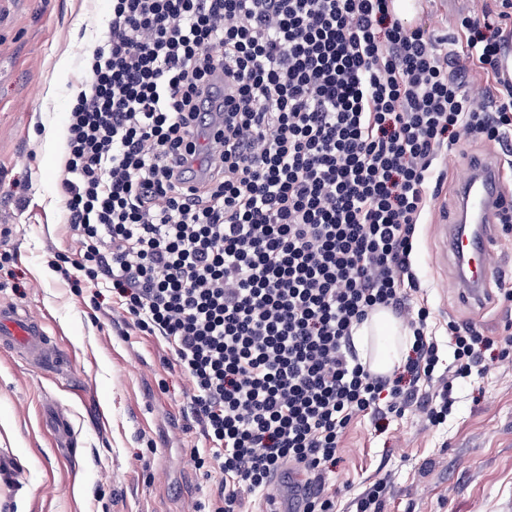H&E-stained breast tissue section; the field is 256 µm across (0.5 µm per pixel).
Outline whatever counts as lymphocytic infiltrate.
<instances>
[{"mask_svg": "<svg viewBox=\"0 0 512 512\" xmlns=\"http://www.w3.org/2000/svg\"><path fill=\"white\" fill-rule=\"evenodd\" d=\"M111 2L68 115L71 266L111 282L189 378L207 442L192 457L222 482L198 512H245L288 468L302 512H336L326 475L352 420L380 404L403 414L425 380L441 422L491 343L449 321L455 364L436 373L422 306L401 374H371L347 353L353 327L401 311L419 286L411 255L447 177L440 158L512 134V77L497 67L512 0L460 11L444 34L404 24L390 0ZM217 69L229 83L223 163L189 187ZM474 74L490 107L466 93Z\"/></svg>", "mask_w": 512, "mask_h": 512, "instance_id": "f902f5d3", "label": "lymphocytic infiltrate"}]
</instances>
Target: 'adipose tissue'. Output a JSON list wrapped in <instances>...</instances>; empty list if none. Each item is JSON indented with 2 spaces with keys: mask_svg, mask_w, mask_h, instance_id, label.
<instances>
[{
  "mask_svg": "<svg viewBox=\"0 0 512 512\" xmlns=\"http://www.w3.org/2000/svg\"><path fill=\"white\" fill-rule=\"evenodd\" d=\"M351 342L358 354H366L369 346H376L377 355L371 369L386 374L401 364L411 345L409 332L389 310L380 309L352 331Z\"/></svg>",
  "mask_w": 512,
  "mask_h": 512,
  "instance_id": "1",
  "label": "adipose tissue"
}]
</instances>
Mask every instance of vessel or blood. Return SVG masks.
Segmentation results:
<instances>
[{
    "mask_svg": "<svg viewBox=\"0 0 512 512\" xmlns=\"http://www.w3.org/2000/svg\"><path fill=\"white\" fill-rule=\"evenodd\" d=\"M502 169L485 158L476 159L458 178L456 221L443 226L442 245L456 265L458 294L464 302L485 304L497 278ZM0 352H9L46 366L59 367L63 355L43 323L18 308L0 306Z\"/></svg>",
    "mask_w": 512,
    "mask_h": 512,
    "instance_id": "obj_1",
    "label": "vessel or blood"
}]
</instances>
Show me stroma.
I'll list each match as a JSON object with an SVG mask.
<instances>
[{"label": "stroma", "mask_w": 512, "mask_h": 512, "mask_svg": "<svg viewBox=\"0 0 512 512\" xmlns=\"http://www.w3.org/2000/svg\"><path fill=\"white\" fill-rule=\"evenodd\" d=\"M109 12V0H0V253L13 256L0 271V303L41 320L64 355L62 367L40 368L0 354V512H196L217 485L194 465L191 451L205 441L185 417L193 388L169 345L139 332L111 289L72 287L48 265L75 256L77 243L63 212L64 168L43 136L65 126L90 78L88 55L108 37ZM490 154L512 195V151L461 144L415 245L421 288L409 306L431 312L441 372L454 361L449 321L494 337L512 319L498 301H459L438 232L454 214L458 175L470 157ZM483 356L481 377L457 382L443 424L421 407L432 392L424 382L404 415L354 420L326 482L336 512H357L379 480L389 486L381 512H512V357L494 346ZM57 412L70 425L67 448L52 428Z\"/></svg>", "instance_id": "1"}]
</instances>
